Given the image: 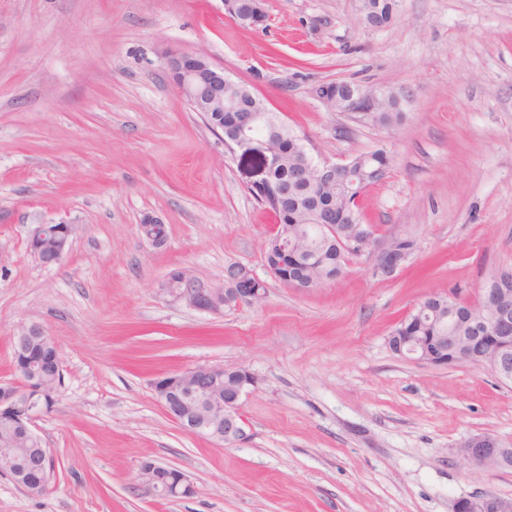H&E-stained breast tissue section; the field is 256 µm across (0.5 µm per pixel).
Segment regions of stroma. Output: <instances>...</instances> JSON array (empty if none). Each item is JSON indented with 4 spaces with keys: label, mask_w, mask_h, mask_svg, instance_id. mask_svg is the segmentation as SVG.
Masks as SVG:
<instances>
[{
    "label": "stroma",
    "mask_w": 512,
    "mask_h": 512,
    "mask_svg": "<svg viewBox=\"0 0 512 512\" xmlns=\"http://www.w3.org/2000/svg\"><path fill=\"white\" fill-rule=\"evenodd\" d=\"M263 27L223 0H0V383L13 338L56 340L60 398L33 423L54 458L33 495L0 475V512H452L461 497L512 498V470L468 465L472 434L512 441V386L471 365L432 368L393 353L419 302L477 300L512 267V0H395L365 23L359 0H263ZM202 52L281 113L314 160L385 151L359 204L364 224L417 248L389 278L368 256L305 291L274 278L276 221L248 192L254 163L224 145L171 85L164 51ZM400 92L379 127L330 111L317 86ZM168 227L152 245L145 217ZM40 224H70V251L44 267ZM241 265L265 299L202 311L161 288L178 269L225 287ZM244 368L250 438L227 445L168 416L162 373ZM195 492L164 500L144 462ZM224 10L225 13L227 12L230 17L243 26L255 28L264 25L267 20L263 9H258L256 12L244 11L243 9L239 11V0H225Z\"/></svg>",
    "instance_id": "1"
}]
</instances>
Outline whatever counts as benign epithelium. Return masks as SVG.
I'll return each mask as SVG.
<instances>
[{
  "label": "benign epithelium",
  "instance_id": "benign-epithelium-1",
  "mask_svg": "<svg viewBox=\"0 0 512 512\" xmlns=\"http://www.w3.org/2000/svg\"><path fill=\"white\" fill-rule=\"evenodd\" d=\"M224 10L243 26L258 27L265 24L266 15L239 9V0H224ZM161 62L173 87L186 99L196 112H222L224 85L234 83L224 73V67L216 64L204 53H184L170 49L161 55ZM264 120V114L248 106L234 109L231 124L236 140L226 146L239 149L242 154L258 156L261 160L262 178L251 187L257 188L271 181L276 152L265 139H254L251 131ZM349 177L348 164L328 160L314 162L293 172L296 181H313L321 184L343 182ZM72 227L66 226L64 236L56 234L50 224L36 226L29 238V251L36 261L44 266L60 264L70 247ZM395 237L379 235L368 229L360 244H349L352 251L368 255L377 274L388 277L406 261L410 249L394 246ZM512 268L500 269L489 277L477 301L467 303L463 309H448V316L465 325L468 336L443 335L432 337V347L421 348L414 336H390L388 345L397 355L409 357L418 363L448 368L457 364H469L488 368L505 384L512 383V306L503 304L502 298L508 289L503 287ZM226 286L220 292L201 287L181 270L179 282L169 280L162 283L171 294L185 299L191 306L217 311L222 307H233L243 302L255 304L264 300L266 289L249 270L233 267L232 274L225 276ZM257 378L248 370L241 371L238 378H230L229 370L222 366H195L177 372L157 376L153 389L169 416L185 431L204 433L228 445L246 442L250 434L241 414L242 399L249 390L256 388ZM44 413L41 405L23 398V392L14 384L0 386V415L14 417L25 429H30L33 420ZM460 456L472 465L495 471L512 469V443H506L490 434H473L458 445ZM33 467L39 470L43 484H49L54 469L50 453L38 457ZM158 465L146 463L140 477L145 488L160 497H184L192 492L187 479L176 485L159 482L156 475ZM453 512H512V499L494 493L476 497H462L455 501Z\"/></svg>",
  "mask_w": 512,
  "mask_h": 512
}]
</instances>
